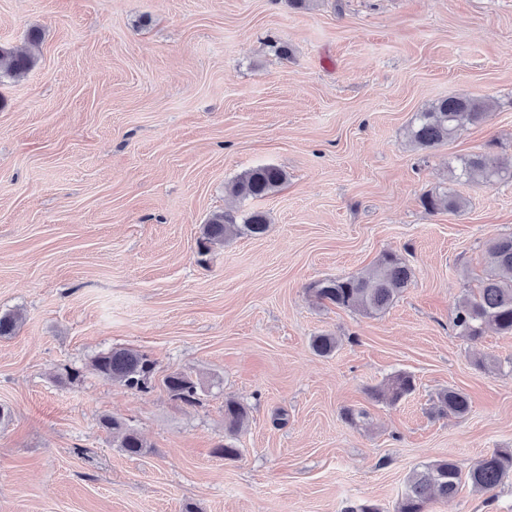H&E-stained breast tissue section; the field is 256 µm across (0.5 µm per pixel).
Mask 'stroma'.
Here are the masks:
<instances>
[{
  "label": "stroma",
  "instance_id": "obj_1",
  "mask_svg": "<svg viewBox=\"0 0 512 512\" xmlns=\"http://www.w3.org/2000/svg\"><path fill=\"white\" fill-rule=\"evenodd\" d=\"M33 29L35 67L0 79V314H23L0 337V512H394L422 465L512 448V335L452 325L486 241L512 232V183L448 174L512 156V0H0V44ZM448 96L494 108L415 148L413 114ZM263 164L287 172L278 191L227 193ZM444 191L464 213L425 209ZM217 211L270 227L199 255ZM386 252L413 278L385 312L310 292ZM115 347L155 361L149 391L90 369ZM398 372L415 391L374 400ZM448 388L465 417L435 411ZM228 399L249 412L232 461L212 453ZM105 416L151 453L116 448ZM427 512H512V477ZM164 385L174 399L186 404L195 402L198 383L191 375L181 372L171 373L165 377Z\"/></svg>",
  "mask_w": 512,
  "mask_h": 512
}]
</instances>
